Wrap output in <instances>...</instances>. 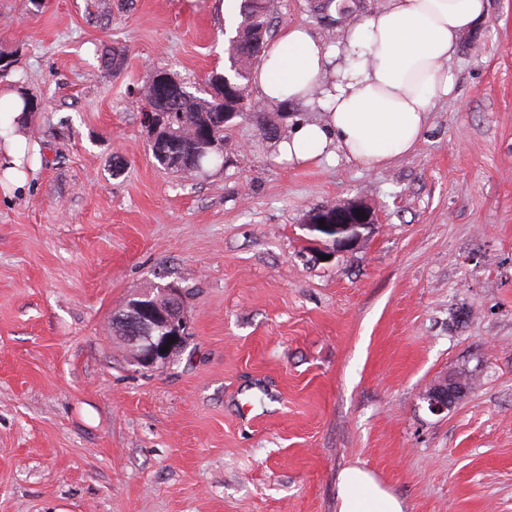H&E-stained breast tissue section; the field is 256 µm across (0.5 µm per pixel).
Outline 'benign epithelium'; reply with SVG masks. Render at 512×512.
<instances>
[{"label": "benign epithelium", "instance_id": "7a95c632", "mask_svg": "<svg viewBox=\"0 0 512 512\" xmlns=\"http://www.w3.org/2000/svg\"><path fill=\"white\" fill-rule=\"evenodd\" d=\"M373 212L364 204L353 202L319 214L306 225L312 232L325 237L324 253L349 251L358 246L375 228ZM164 305H140L136 313L123 321V339L134 365L153 369L168 362L172 352L185 338L187 322L178 307L183 292L180 288H163ZM174 339L168 343V339ZM168 351H163V347ZM468 386L456 375H445L424 395L428 409L442 414L454 407L467 392Z\"/></svg>", "mask_w": 512, "mask_h": 512}]
</instances>
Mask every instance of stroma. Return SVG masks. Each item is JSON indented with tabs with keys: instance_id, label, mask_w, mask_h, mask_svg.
Segmentation results:
<instances>
[{
	"instance_id": "35a3bbf8",
	"label": "stroma",
	"mask_w": 512,
	"mask_h": 512,
	"mask_svg": "<svg viewBox=\"0 0 512 512\" xmlns=\"http://www.w3.org/2000/svg\"><path fill=\"white\" fill-rule=\"evenodd\" d=\"M487 3L410 154L278 163L238 119L190 176L139 91L223 71L238 0H0V80L41 106L32 177L0 187V512H337L352 465L403 512H512V0ZM276 6L274 33L344 35ZM351 202L373 232L319 259L311 215ZM156 283L190 338L141 370L112 315ZM468 386L456 375H445L439 379L424 395L428 409L434 414L448 412L467 392Z\"/></svg>"
}]
</instances>
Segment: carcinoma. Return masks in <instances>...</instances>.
<instances>
[{"label": "carcinoma", "mask_w": 512, "mask_h": 512, "mask_svg": "<svg viewBox=\"0 0 512 512\" xmlns=\"http://www.w3.org/2000/svg\"><path fill=\"white\" fill-rule=\"evenodd\" d=\"M334 2L317 0L313 5L316 19H326L330 26L350 24L356 17L354 11L340 4L333 15L330 8ZM274 11L275 0H240V21L224 50L229 71L220 75L224 82V100L213 95L198 96L166 72L157 73L146 85L142 93L145 103L156 107L158 101H165L169 119V126L161 127L154 142L149 144L152 157L161 168L177 174H205L212 168L224 167V153L214 146V139L223 138L224 130L232 122L225 118L228 112L239 111L256 120L273 146L288 139V124L267 119L266 113L255 108L249 91L251 70L265 56ZM160 299V288H145L115 311L113 318L125 314L133 303Z\"/></svg>", "instance_id": "carcinoma-1"}]
</instances>
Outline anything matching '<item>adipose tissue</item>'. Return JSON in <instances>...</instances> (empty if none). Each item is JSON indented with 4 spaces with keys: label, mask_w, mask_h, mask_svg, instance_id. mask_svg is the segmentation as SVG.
<instances>
[{
    "label": "adipose tissue",
    "mask_w": 512,
    "mask_h": 512,
    "mask_svg": "<svg viewBox=\"0 0 512 512\" xmlns=\"http://www.w3.org/2000/svg\"><path fill=\"white\" fill-rule=\"evenodd\" d=\"M486 6V0H385L334 44L300 26L285 29L268 44L253 82L264 104L301 102L322 117L298 122L279 143L280 157L302 165L340 153L381 167L412 152L432 103L454 88L449 59ZM2 101L13 109L0 141V168L20 185L31 116L16 90L0 87ZM338 488V512H403L400 500L361 467L343 469Z\"/></svg>",
    "instance_id": "ef3b65f1"
}]
</instances>
